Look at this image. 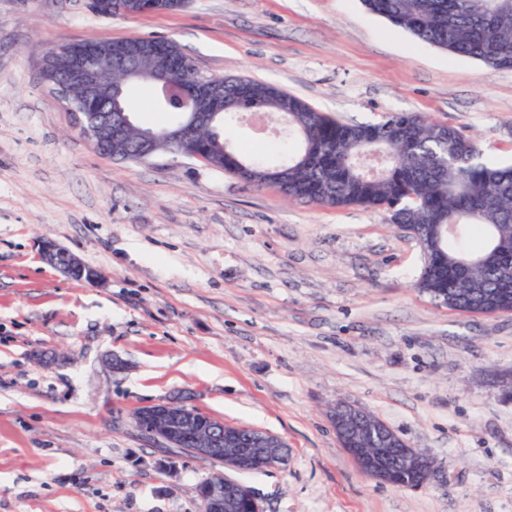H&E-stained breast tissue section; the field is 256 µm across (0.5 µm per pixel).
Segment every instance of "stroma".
<instances>
[{
	"instance_id": "obj_1",
	"label": "stroma",
	"mask_w": 512,
	"mask_h": 512,
	"mask_svg": "<svg viewBox=\"0 0 512 512\" xmlns=\"http://www.w3.org/2000/svg\"><path fill=\"white\" fill-rule=\"evenodd\" d=\"M129 37L174 40L206 75L276 84L343 122L425 113L474 136L485 162L512 161V71L415 42L359 0L109 18L90 0H0V512H202L211 464L131 420L177 397L287 443L286 463L243 476L263 512H512V312L419 292L421 248L384 211L183 157L99 154L44 56ZM45 239L101 283L46 264ZM340 403L432 456L433 480L365 476L330 420Z\"/></svg>"
}]
</instances>
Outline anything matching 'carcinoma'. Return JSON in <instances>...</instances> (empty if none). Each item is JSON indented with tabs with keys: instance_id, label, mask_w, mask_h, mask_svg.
I'll use <instances>...</instances> for the list:
<instances>
[{
	"instance_id": "1",
	"label": "carcinoma",
	"mask_w": 512,
	"mask_h": 512,
	"mask_svg": "<svg viewBox=\"0 0 512 512\" xmlns=\"http://www.w3.org/2000/svg\"><path fill=\"white\" fill-rule=\"evenodd\" d=\"M367 12L455 57L498 58L512 70V0H361ZM168 44L183 70L180 82L197 75L194 61L172 40L140 37L110 43L112 58L135 56L151 68L150 49ZM251 104L274 117L286 114L288 140L297 148L277 163L249 157L224 137L236 110ZM224 112L198 127L186 149H202L215 167L254 188L274 186L289 198L322 206L383 210L392 224L419 232L424 256L439 259L435 274L414 287L450 309L472 313L512 307V263L487 262L463 271L464 255H481L494 245L512 251V166L486 163L476 141L453 126L441 133L437 121L418 112H391L379 123L340 122L275 84L224 78ZM155 128L129 126L122 151L97 145L117 161L139 163L140 139ZM439 224L453 225L441 234ZM426 476L401 467L389 483L419 485Z\"/></svg>"
}]
</instances>
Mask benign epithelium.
I'll list each match as a JSON object with an SVG mask.
<instances>
[{
    "mask_svg": "<svg viewBox=\"0 0 512 512\" xmlns=\"http://www.w3.org/2000/svg\"><path fill=\"white\" fill-rule=\"evenodd\" d=\"M159 0H129L122 14L136 16L157 13ZM48 53L53 58L56 75L63 84L52 87L64 105H69L70 96L79 94L83 102L84 114L77 115L76 128L90 144L103 139L113 143V135L130 122L123 108L121 87L112 83V50L94 49L85 51L79 44L64 42L52 45ZM153 61L152 76L149 81L157 91H163L172 98V90L179 92L184 103L191 104L190 117L180 127L169 133V144L179 147L192 134L198 119L193 117L196 109L210 106L224 99V80L201 74L187 85L172 80L177 69L168 51L156 49L151 52ZM44 261L56 266L69 276L74 271H85L86 265L59 243L46 240L41 246ZM201 412L183 400L173 399L143 405L133 412L132 420L136 428L145 436L163 441L171 447L182 446L189 441V456L206 461H214L224 471H242L255 462L260 467H269L285 461L284 440L272 433L256 430L243 442L239 434L221 422L204 424ZM370 438L382 451L393 450L399 465L410 469H424L433 472V467L416 448L411 447L382 420L366 424ZM359 467L368 471L370 478L386 483L388 468L362 448H351ZM241 500L256 501L251 490L223 474L215 473L208 479L201 495L203 512H231Z\"/></svg>",
    "mask_w": 512,
    "mask_h": 512,
    "instance_id": "1",
    "label": "benign epithelium"
}]
</instances>
